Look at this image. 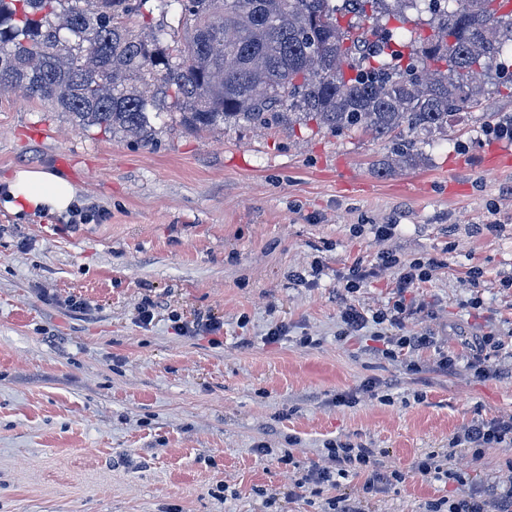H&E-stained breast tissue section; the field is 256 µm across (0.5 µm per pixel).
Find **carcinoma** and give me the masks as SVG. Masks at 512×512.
Wrapping results in <instances>:
<instances>
[{
	"label": "carcinoma",
	"mask_w": 512,
	"mask_h": 512,
	"mask_svg": "<svg viewBox=\"0 0 512 512\" xmlns=\"http://www.w3.org/2000/svg\"><path fill=\"white\" fill-rule=\"evenodd\" d=\"M430 14L427 37L379 15ZM159 19L136 34L125 19ZM177 14L184 41L166 47ZM509 0H0V93L149 144L150 114L392 138L397 163L481 105L512 95Z\"/></svg>",
	"instance_id": "carcinoma-1"
}]
</instances>
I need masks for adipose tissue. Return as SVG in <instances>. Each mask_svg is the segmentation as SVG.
Returning a JSON list of instances; mask_svg holds the SVG:
<instances>
[{
	"label": "adipose tissue",
	"mask_w": 512,
	"mask_h": 512,
	"mask_svg": "<svg viewBox=\"0 0 512 512\" xmlns=\"http://www.w3.org/2000/svg\"><path fill=\"white\" fill-rule=\"evenodd\" d=\"M0 202L17 214H63L77 203V191L64 176L47 170H19L0 179Z\"/></svg>",
	"instance_id": "obj_1"
}]
</instances>
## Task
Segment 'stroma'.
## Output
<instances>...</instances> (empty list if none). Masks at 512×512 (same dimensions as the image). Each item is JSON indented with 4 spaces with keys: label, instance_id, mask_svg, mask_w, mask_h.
Returning <instances> with one entry per match:
<instances>
[{
    "label": "stroma",
    "instance_id": "obj_1",
    "mask_svg": "<svg viewBox=\"0 0 512 512\" xmlns=\"http://www.w3.org/2000/svg\"><path fill=\"white\" fill-rule=\"evenodd\" d=\"M511 114L489 93L398 168L391 140L359 133L193 131L164 112L143 144L0 94V177L55 170L89 215L0 204V512H329L341 491L366 512H425L507 477L512 447L458 453L445 484L412 465L512 414V362L490 356L500 373L485 379L433 368L442 351L466 364L459 330L512 338V168L487 165L512 150L495 133ZM387 251L434 259L431 278L400 293ZM356 266L369 276L350 294ZM398 299L410 310L393 335L429 331L434 347L390 360L377 325L346 333V306ZM334 440L381 451L402 482L372 496L359 478L309 483Z\"/></svg>",
    "mask_w": 512,
    "mask_h": 512
}]
</instances>
